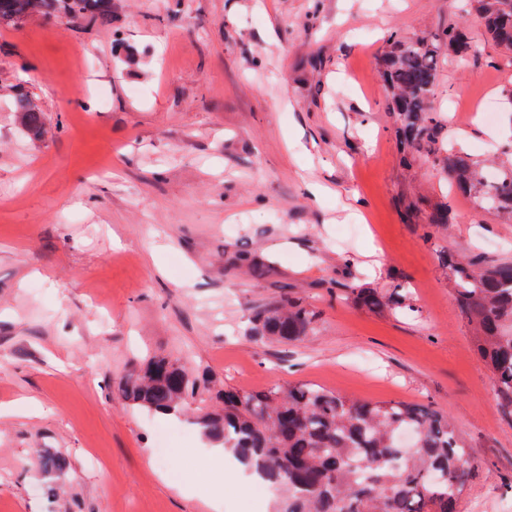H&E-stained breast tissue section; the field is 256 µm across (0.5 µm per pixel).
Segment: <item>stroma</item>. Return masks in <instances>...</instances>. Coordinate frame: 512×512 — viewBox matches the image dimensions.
<instances>
[{
	"mask_svg": "<svg viewBox=\"0 0 512 512\" xmlns=\"http://www.w3.org/2000/svg\"><path fill=\"white\" fill-rule=\"evenodd\" d=\"M451 24L475 55L442 57L432 108L458 147L510 162L512 66L462 0H112L108 24L0 31V82L37 95L49 129L29 139L0 98V512H273L210 455L196 408L123 398L131 364L157 356L205 391L429 406L478 466L459 512H512V419L441 263L512 257V218L432 160L405 164L380 74L393 36ZM489 98L495 122L475 123ZM438 201L443 227L424 221ZM352 284L411 288L414 309L362 308ZM291 297L315 335L257 336L255 313ZM47 450L65 477L34 467Z\"/></svg>",
	"mask_w": 512,
	"mask_h": 512,
	"instance_id": "stroma-1",
	"label": "stroma"
}]
</instances>
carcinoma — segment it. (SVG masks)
I'll use <instances>...</instances> for the list:
<instances>
[{
	"label": "carcinoma",
	"mask_w": 512,
	"mask_h": 512,
	"mask_svg": "<svg viewBox=\"0 0 512 512\" xmlns=\"http://www.w3.org/2000/svg\"><path fill=\"white\" fill-rule=\"evenodd\" d=\"M490 39L512 55V0H471ZM40 15L69 22L112 18V0H0V29H16ZM459 62L473 51L467 34L450 27L440 36L395 38L380 61L388 110L398 115L406 161L433 157L462 195L488 211L512 215V164L493 179L470 154L448 147L443 125L430 107L440 45ZM7 91L20 130L44 135L41 106L23 84ZM448 203L434 204L427 223H448ZM443 264L455 282L457 306L472 327V341L490 367L498 404L512 418V259L488 262L478 255ZM348 292L373 310L413 307L410 289L381 293L354 285ZM257 332L280 342L315 330L316 312L296 298L256 315ZM200 384L166 357L133 365L123 392L133 405L155 413H180L196 401ZM218 407L199 409L196 424L213 445L234 455L248 471L278 491L273 512H458L477 465L448 417L428 406L370 402L309 384L288 389L224 390ZM47 474H66L65 457L48 452Z\"/></svg>",
	"instance_id": "1"
}]
</instances>
